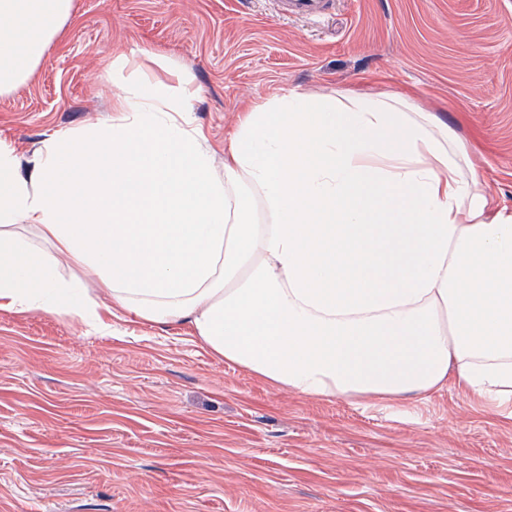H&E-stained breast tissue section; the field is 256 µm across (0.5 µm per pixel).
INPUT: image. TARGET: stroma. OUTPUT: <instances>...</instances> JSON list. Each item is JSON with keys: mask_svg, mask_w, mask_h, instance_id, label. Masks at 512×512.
Masks as SVG:
<instances>
[{"mask_svg": "<svg viewBox=\"0 0 512 512\" xmlns=\"http://www.w3.org/2000/svg\"><path fill=\"white\" fill-rule=\"evenodd\" d=\"M177 62L223 148L276 91L405 92L469 141L512 206V0H75L35 78L0 98L20 152L105 118L113 49ZM0 512H512V426L482 399L312 398L215 358L184 328L112 331L0 308Z\"/></svg>", "mask_w": 512, "mask_h": 512, "instance_id": "obj_1", "label": "stroma"}]
</instances>
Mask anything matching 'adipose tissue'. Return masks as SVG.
Here are the masks:
<instances>
[{"instance_id": "1", "label": "adipose tissue", "mask_w": 512, "mask_h": 512, "mask_svg": "<svg viewBox=\"0 0 512 512\" xmlns=\"http://www.w3.org/2000/svg\"><path fill=\"white\" fill-rule=\"evenodd\" d=\"M73 10L0 0L1 98ZM132 64L112 57L107 121L28 155L0 140V308L182 326L308 397L512 400V207L446 121L404 95L291 90L251 102L219 152L178 66Z\"/></svg>"}]
</instances>
